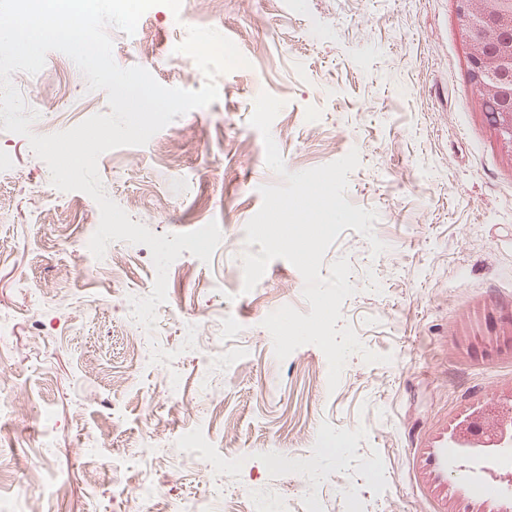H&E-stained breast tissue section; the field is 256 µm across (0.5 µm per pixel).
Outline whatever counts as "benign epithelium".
I'll use <instances>...</instances> for the list:
<instances>
[{
  "label": "benign epithelium",
  "instance_id": "7a95c632",
  "mask_svg": "<svg viewBox=\"0 0 512 512\" xmlns=\"http://www.w3.org/2000/svg\"><path fill=\"white\" fill-rule=\"evenodd\" d=\"M460 37L467 49L471 93L482 104L494 102L490 127L501 158L512 167V0H455ZM466 354L487 359L512 355V312L488 306L477 323L456 334ZM512 443V385L497 390L490 403L471 408L448 431V443L460 448H499Z\"/></svg>",
  "mask_w": 512,
  "mask_h": 512
}]
</instances>
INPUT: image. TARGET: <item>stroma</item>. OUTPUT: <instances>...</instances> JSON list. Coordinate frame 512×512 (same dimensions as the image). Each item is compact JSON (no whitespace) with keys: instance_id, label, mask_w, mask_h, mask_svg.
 Listing matches in <instances>:
<instances>
[{"instance_id":"obj_1","label":"stroma","mask_w":512,"mask_h":512,"mask_svg":"<svg viewBox=\"0 0 512 512\" xmlns=\"http://www.w3.org/2000/svg\"><path fill=\"white\" fill-rule=\"evenodd\" d=\"M191 26L216 29L252 57L250 69L217 78L219 98L176 117L141 147L102 154L98 172L118 205L157 235L217 222L222 240L209 262L183 253L169 268L167 300L153 336L173 353L125 352L135 334L131 297L150 294L148 247L124 252L116 274L94 266L78 235L56 237L55 221L99 224L93 198L74 211L65 192L44 195L47 164L26 137L0 139V512H25L27 475L42 468L33 494L39 512H177L210 498L214 512H259L287 502L302 512L317 481L323 512H446L435 475L438 436L466 410L512 383V357H464L453 333L483 306L512 310V169L469 90L468 63L454 0H186L143 17L134 35L111 30L113 57L141 66L166 87L200 88L183 76L174 48ZM50 82L23 72L12 81L38 112L36 134L73 128L108 112L65 54L46 57ZM268 92L283 106L271 128L288 171L301 172L357 151L346 199L375 210L386 249L344 230L321 275L347 257L356 291L342 322L380 363L347 361L336 389L314 345L277 359L262 322L289 305L310 306L288 261H271L244 291L245 227L259 211L261 186L280 178L265 163L249 118ZM195 346L184 349L188 327ZM24 405H16L14 393ZM167 428L149 437L147 423ZM199 436L203 447L186 440ZM238 449L245 467L212 465ZM65 484V500L54 488Z\"/></svg>"}]
</instances>
